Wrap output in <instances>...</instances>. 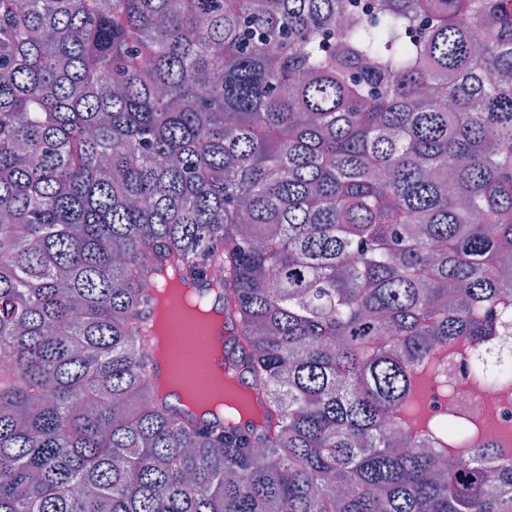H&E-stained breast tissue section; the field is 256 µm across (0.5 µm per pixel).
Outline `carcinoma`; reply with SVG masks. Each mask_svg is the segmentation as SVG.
<instances>
[{
	"label": "carcinoma",
	"instance_id": "1",
	"mask_svg": "<svg viewBox=\"0 0 512 512\" xmlns=\"http://www.w3.org/2000/svg\"><path fill=\"white\" fill-rule=\"evenodd\" d=\"M511 72L512 0H0V512H512L420 399L512 386ZM167 274L260 423L155 391Z\"/></svg>",
	"mask_w": 512,
	"mask_h": 512
}]
</instances>
